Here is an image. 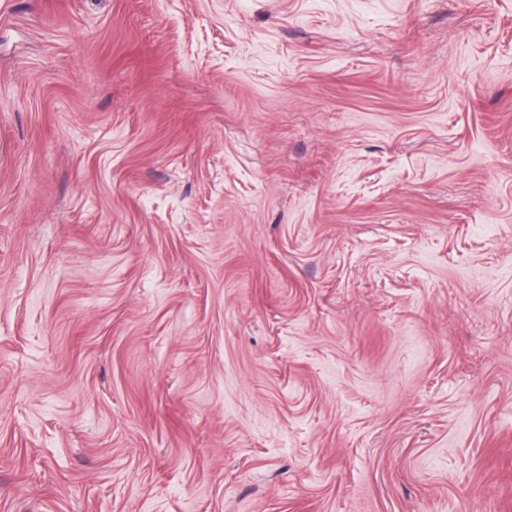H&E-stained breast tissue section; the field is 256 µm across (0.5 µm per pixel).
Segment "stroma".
<instances>
[{"instance_id":"35a3bbf8","label":"stroma","mask_w":512,"mask_h":512,"mask_svg":"<svg viewBox=\"0 0 512 512\" xmlns=\"http://www.w3.org/2000/svg\"><path fill=\"white\" fill-rule=\"evenodd\" d=\"M0 512H512V0H0Z\"/></svg>"}]
</instances>
